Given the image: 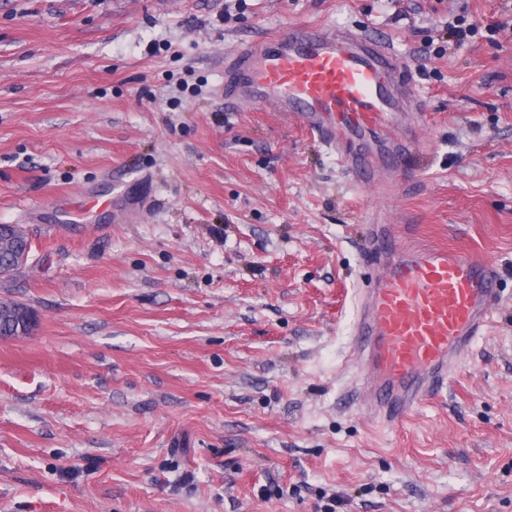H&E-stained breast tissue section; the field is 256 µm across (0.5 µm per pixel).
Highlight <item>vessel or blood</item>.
<instances>
[{
    "mask_svg": "<svg viewBox=\"0 0 512 512\" xmlns=\"http://www.w3.org/2000/svg\"><path fill=\"white\" fill-rule=\"evenodd\" d=\"M224 72L226 101L296 116L335 148L358 185L390 191L385 171L407 165L418 146L397 121L416 102L388 39L302 25L239 47ZM373 258L383 272L357 306L354 369L371 391L374 418L391 425L447 386L489 323L499 272L458 251L408 247L390 225L378 233Z\"/></svg>",
    "mask_w": 512,
    "mask_h": 512,
    "instance_id": "obj_1",
    "label": "vessel or blood"
}]
</instances>
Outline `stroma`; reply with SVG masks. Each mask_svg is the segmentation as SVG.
I'll return each instance as SVG.
<instances>
[{"label": "stroma", "instance_id": "35a3bbf8", "mask_svg": "<svg viewBox=\"0 0 512 512\" xmlns=\"http://www.w3.org/2000/svg\"><path fill=\"white\" fill-rule=\"evenodd\" d=\"M476 34L457 42L449 22ZM512 0H0V512H512ZM393 41L425 166L357 185L297 119L224 99L288 28ZM123 214L61 205L85 193ZM496 264L450 383L361 409L354 291L377 219Z\"/></svg>", "mask_w": 512, "mask_h": 512}]
</instances>
